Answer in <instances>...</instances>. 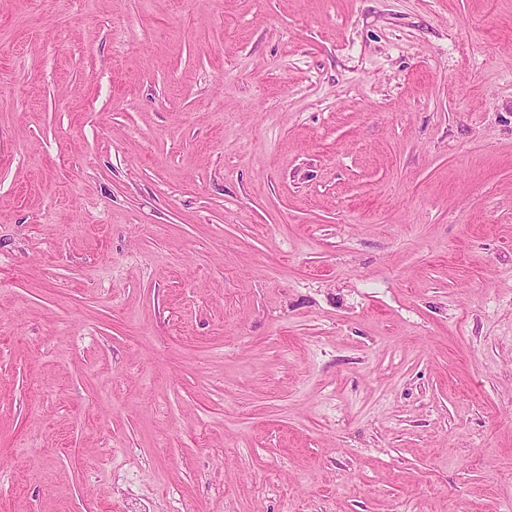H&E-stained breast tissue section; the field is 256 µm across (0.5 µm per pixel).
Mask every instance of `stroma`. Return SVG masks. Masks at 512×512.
Segmentation results:
<instances>
[{
  "mask_svg": "<svg viewBox=\"0 0 512 512\" xmlns=\"http://www.w3.org/2000/svg\"><path fill=\"white\" fill-rule=\"evenodd\" d=\"M512 507V0H0V512Z\"/></svg>",
  "mask_w": 512,
  "mask_h": 512,
  "instance_id": "stroma-1",
  "label": "stroma"
}]
</instances>
